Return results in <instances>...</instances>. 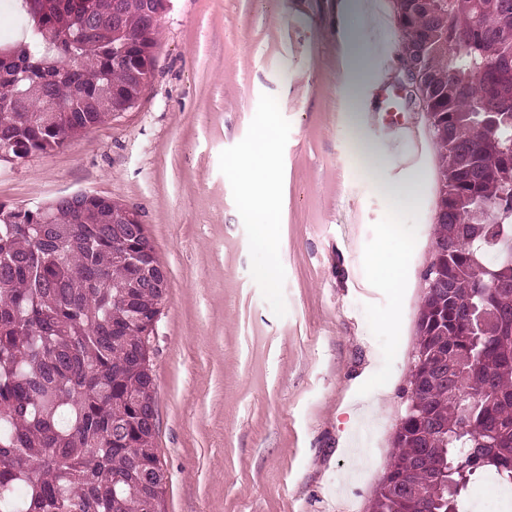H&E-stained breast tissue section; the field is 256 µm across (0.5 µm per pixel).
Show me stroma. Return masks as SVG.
<instances>
[{"instance_id":"1","label":"stroma","mask_w":512,"mask_h":512,"mask_svg":"<svg viewBox=\"0 0 512 512\" xmlns=\"http://www.w3.org/2000/svg\"><path fill=\"white\" fill-rule=\"evenodd\" d=\"M341 0H171L137 102L49 154L0 161V201L86 191L134 207L169 284L152 345L166 512H370L409 385L439 149L406 163L396 24L363 25L377 64L364 136L342 120ZM268 132L266 192L231 163ZM418 179L402 205L382 182ZM391 239H383L386 225ZM412 248L407 294L364 265ZM268 269L260 278L259 269ZM367 286H360V279Z\"/></svg>"}]
</instances>
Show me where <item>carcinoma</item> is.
<instances>
[{"mask_svg":"<svg viewBox=\"0 0 512 512\" xmlns=\"http://www.w3.org/2000/svg\"><path fill=\"white\" fill-rule=\"evenodd\" d=\"M170 0H21L0 46V160L67 145L131 108ZM432 114L443 182L404 413L372 512H460L476 479L512 483V6L393 0ZM138 212L79 193L0 203V512H165L156 474L152 321L163 265ZM451 370L432 384L434 368Z\"/></svg>","mask_w":512,"mask_h":512,"instance_id":"1","label":"carcinoma"}]
</instances>
